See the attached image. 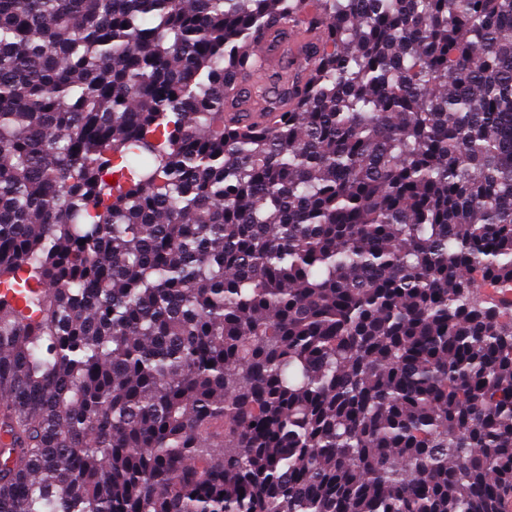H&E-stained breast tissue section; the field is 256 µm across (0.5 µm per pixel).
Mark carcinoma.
Instances as JSON below:
<instances>
[{
    "label": "carcinoma",
    "mask_w": 512,
    "mask_h": 512,
    "mask_svg": "<svg viewBox=\"0 0 512 512\" xmlns=\"http://www.w3.org/2000/svg\"><path fill=\"white\" fill-rule=\"evenodd\" d=\"M508 289L512 0H0V512H503Z\"/></svg>",
    "instance_id": "carcinoma-1"
}]
</instances>
